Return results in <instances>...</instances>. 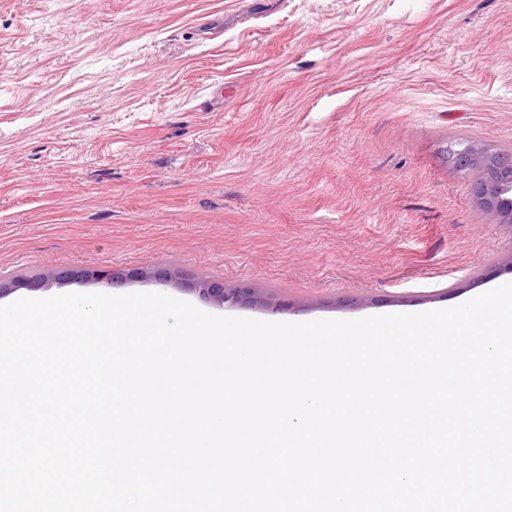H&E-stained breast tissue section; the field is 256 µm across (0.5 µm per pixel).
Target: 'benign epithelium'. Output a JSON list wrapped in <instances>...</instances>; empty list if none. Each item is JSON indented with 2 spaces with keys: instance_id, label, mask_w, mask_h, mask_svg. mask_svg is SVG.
Wrapping results in <instances>:
<instances>
[{
  "instance_id": "benign-epithelium-1",
  "label": "benign epithelium",
  "mask_w": 512,
  "mask_h": 512,
  "mask_svg": "<svg viewBox=\"0 0 512 512\" xmlns=\"http://www.w3.org/2000/svg\"><path fill=\"white\" fill-rule=\"evenodd\" d=\"M453 162L460 169L476 166L485 169V177L472 184L473 196L481 206L496 212L503 223L512 224V152H491L470 143L456 152ZM202 291L221 305L249 302L246 291L229 294L224 286L216 283L203 284Z\"/></svg>"
}]
</instances>
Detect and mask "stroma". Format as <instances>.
Wrapping results in <instances>:
<instances>
[{
	"label": "stroma",
	"mask_w": 512,
	"mask_h": 512,
	"mask_svg": "<svg viewBox=\"0 0 512 512\" xmlns=\"http://www.w3.org/2000/svg\"><path fill=\"white\" fill-rule=\"evenodd\" d=\"M457 138L512 149V0H0L5 300L41 277L271 322L455 306L512 280ZM204 294H207L213 301L224 305V304H246L249 303V296L247 291L240 290L235 294H228L224 290V286L216 283H205L201 288Z\"/></svg>",
	"instance_id": "35a3bbf8"
}]
</instances>
